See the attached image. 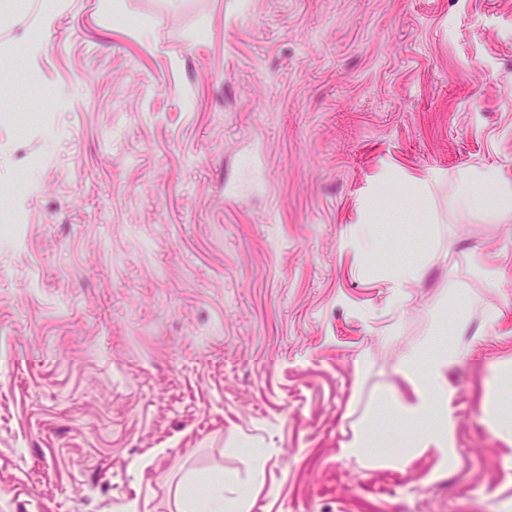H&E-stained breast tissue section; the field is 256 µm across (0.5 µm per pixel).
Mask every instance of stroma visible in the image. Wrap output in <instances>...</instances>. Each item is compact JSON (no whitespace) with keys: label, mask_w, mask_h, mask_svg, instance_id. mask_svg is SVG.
<instances>
[{"label":"stroma","mask_w":512,"mask_h":512,"mask_svg":"<svg viewBox=\"0 0 512 512\" xmlns=\"http://www.w3.org/2000/svg\"><path fill=\"white\" fill-rule=\"evenodd\" d=\"M41 2L0 15V512H177L188 477L249 484L253 444L252 512H512V219L448 207L460 170L512 181V0H67L32 58ZM448 341L454 461L347 458L370 413L401 452L377 401ZM491 420L494 431L503 439L512 442V402L510 399L496 402L492 411Z\"/></svg>","instance_id":"stroma-1"}]
</instances>
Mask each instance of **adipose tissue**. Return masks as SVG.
Here are the masks:
<instances>
[{
  "mask_svg": "<svg viewBox=\"0 0 512 512\" xmlns=\"http://www.w3.org/2000/svg\"><path fill=\"white\" fill-rule=\"evenodd\" d=\"M449 208L485 210L499 218L512 217V182L492 167L470 168L458 173L448 197ZM461 357L459 350L448 348L433 352L409 350L398 360V369L412 388L413 397L404 401L395 394L382 396V403L394 414L412 420L418 433L405 452V458L429 452L452 459L456 421L451 409L454 392L447 374ZM196 482L177 492L181 512H251L250 494L234 484L209 480L205 494H198Z\"/></svg>",
  "mask_w": 512,
  "mask_h": 512,
  "instance_id": "ef3b65f1",
  "label": "adipose tissue"
}]
</instances>
